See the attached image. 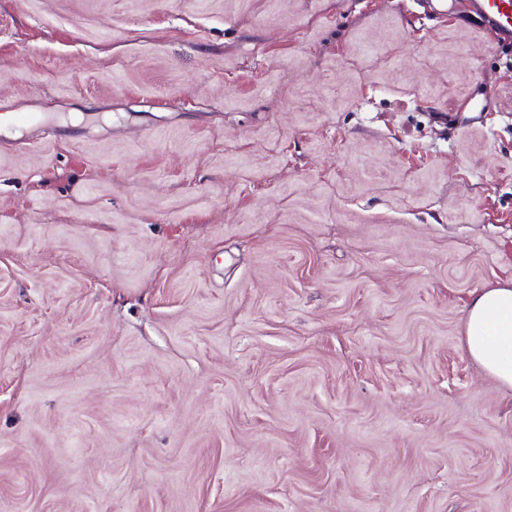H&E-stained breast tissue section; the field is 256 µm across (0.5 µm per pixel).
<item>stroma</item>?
Returning a JSON list of instances; mask_svg holds the SVG:
<instances>
[{"label":"stroma","instance_id":"obj_1","mask_svg":"<svg viewBox=\"0 0 512 512\" xmlns=\"http://www.w3.org/2000/svg\"><path fill=\"white\" fill-rule=\"evenodd\" d=\"M492 92L490 112L456 114ZM0 512H512V45L430 0H0ZM464 312L467 355L512 392V281L472 294Z\"/></svg>","mask_w":512,"mask_h":512}]
</instances>
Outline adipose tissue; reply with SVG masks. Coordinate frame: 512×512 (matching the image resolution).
Instances as JSON below:
<instances>
[{
  "label": "adipose tissue",
  "mask_w": 512,
  "mask_h": 512,
  "mask_svg": "<svg viewBox=\"0 0 512 512\" xmlns=\"http://www.w3.org/2000/svg\"><path fill=\"white\" fill-rule=\"evenodd\" d=\"M464 312L467 355L512 392V281L472 294Z\"/></svg>",
  "instance_id": "1"
}]
</instances>
